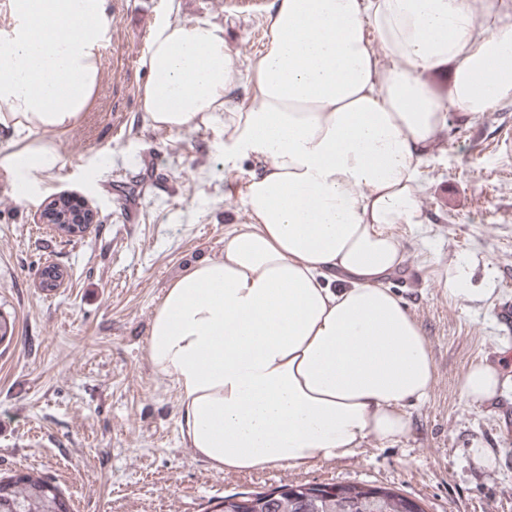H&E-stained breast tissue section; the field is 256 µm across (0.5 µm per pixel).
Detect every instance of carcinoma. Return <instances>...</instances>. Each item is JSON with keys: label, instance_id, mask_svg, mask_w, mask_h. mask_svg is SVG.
Returning a JSON list of instances; mask_svg holds the SVG:
<instances>
[{"label": "carcinoma", "instance_id": "cac0c4a2", "mask_svg": "<svg viewBox=\"0 0 512 512\" xmlns=\"http://www.w3.org/2000/svg\"><path fill=\"white\" fill-rule=\"evenodd\" d=\"M44 481L31 475L0 479V503L20 509L29 503L31 490ZM334 492L310 483H284L273 497L264 491L224 496L218 512H424L421 506L394 490L370 484H334Z\"/></svg>", "mask_w": 512, "mask_h": 512}]
</instances>
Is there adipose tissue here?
Instances as JSON below:
<instances>
[{
    "instance_id": "1",
    "label": "adipose tissue",
    "mask_w": 512,
    "mask_h": 512,
    "mask_svg": "<svg viewBox=\"0 0 512 512\" xmlns=\"http://www.w3.org/2000/svg\"><path fill=\"white\" fill-rule=\"evenodd\" d=\"M104 0H9L0 38V165L52 176L58 138L93 102ZM246 74L253 100L228 111L241 74L221 27L158 23L142 110L175 131L224 128V166L255 163L249 223L190 266L155 309L146 356L179 390L180 433L218 473L305 469L391 445L433 381L427 338L384 285L404 261L395 235L420 225L421 166L450 111L512 97V0H274ZM449 71L439 94L427 75ZM471 365L462 396H496Z\"/></svg>"
}]
</instances>
